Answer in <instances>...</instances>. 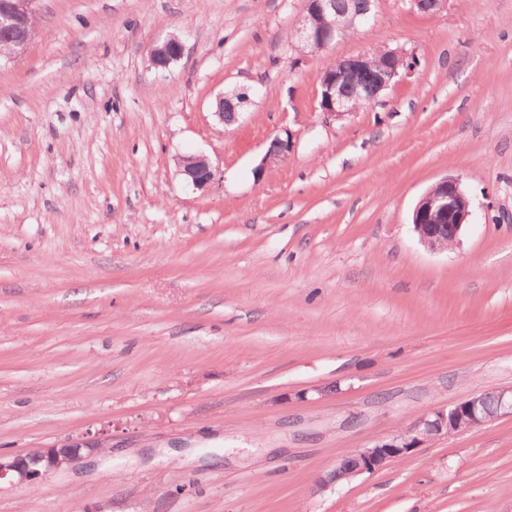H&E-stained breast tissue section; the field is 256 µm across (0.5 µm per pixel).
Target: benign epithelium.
<instances>
[{"instance_id":"1","label":"benign epithelium","mask_w":512,"mask_h":512,"mask_svg":"<svg viewBox=\"0 0 512 512\" xmlns=\"http://www.w3.org/2000/svg\"><path fill=\"white\" fill-rule=\"evenodd\" d=\"M333 0H306L305 15L300 28L294 32L297 48L301 52L318 53L337 41L336 31L350 28L357 33L374 20L375 0H368L366 7L358 14L337 19L328 30H318L312 24V13L325 12ZM447 5V0H406L412 12L434 14ZM34 0H9L0 9V59L11 62L27 49L34 37ZM185 51L183 40L178 35L153 45L149 63L154 69L165 70L182 58ZM343 70L324 72L321 81L319 107L321 111L340 115L357 112L358 98L348 92L350 84L364 79L374 86V98L391 86L399 83L415 67L414 57L396 49H376L362 55L340 60ZM225 94L217 97L213 118L224 126L240 124L243 112L236 110L234 97ZM291 137L277 135L269 143L255 173H260L269 164L288 156ZM178 174L196 191L208 190L220 180L221 172L202 154L179 155L176 157ZM471 215L470 200L460 180L446 176L428 188L415 206L412 215L413 231L418 240L431 251H442L458 239ZM498 407L486 412L481 397L472 396L448 409L434 410L421 416L411 426L419 436H439L457 433L481 426L502 416H512V387L495 392ZM421 439L415 440L400 434L386 441H378L369 448H359L341 458L336 468L320 480L323 489L339 488L364 474H373L384 469L400 455L411 451ZM104 448L91 441H82L71 446L37 448L26 453L0 455V481L15 479L19 483L34 485L83 457L97 456Z\"/></svg>"}]
</instances>
